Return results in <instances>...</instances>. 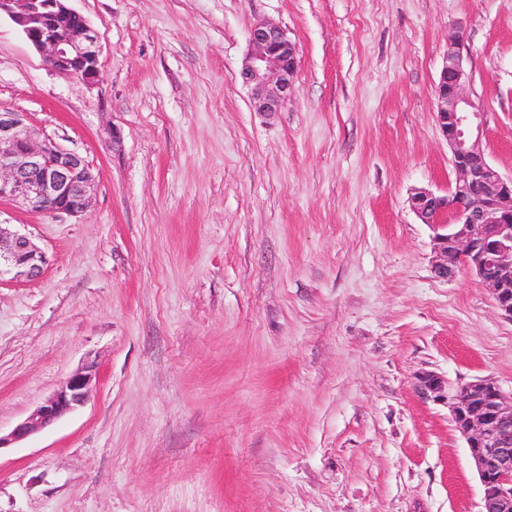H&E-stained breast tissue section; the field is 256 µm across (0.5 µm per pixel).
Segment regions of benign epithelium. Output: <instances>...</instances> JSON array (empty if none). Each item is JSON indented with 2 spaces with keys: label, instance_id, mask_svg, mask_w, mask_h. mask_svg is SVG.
Segmentation results:
<instances>
[{
  "label": "benign epithelium",
  "instance_id": "1",
  "mask_svg": "<svg viewBox=\"0 0 512 512\" xmlns=\"http://www.w3.org/2000/svg\"><path fill=\"white\" fill-rule=\"evenodd\" d=\"M67 2L0 0V15L11 19L53 69L93 85L99 78L98 36ZM248 41L241 80L257 111L276 112L294 93L296 46L284 29L267 20L250 26ZM468 79L452 39L436 84V121L448 144L454 181L445 195L415 190L411 208L436 231L437 276L449 279L462 269L475 273L500 313L512 320V177L502 176L485 157L483 121L465 92ZM93 183L83 156L49 139L37 140L22 113L0 112V200L34 212L77 216L88 207ZM45 264L44 252L27 235L0 226V279L32 281ZM94 380L92 364L65 378L8 435H0V449L84 405ZM417 388L448 404L481 482V512H512V393L490 379L451 387L430 371L417 377Z\"/></svg>",
  "mask_w": 512,
  "mask_h": 512
}]
</instances>
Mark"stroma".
<instances>
[{
    "mask_svg": "<svg viewBox=\"0 0 512 512\" xmlns=\"http://www.w3.org/2000/svg\"><path fill=\"white\" fill-rule=\"evenodd\" d=\"M93 85L0 20V112L79 153L80 216L0 202L47 255L0 281V432L87 364V403L0 450V512H480L447 404L512 393V321L432 269L413 189L454 180L436 122L461 36L482 149L512 175V0H70ZM257 19L295 93L256 111ZM250 53L240 70L242 82L251 90L259 112H277L294 93L298 68L295 44L280 26L257 20L249 28Z\"/></svg>",
    "mask_w": 512,
    "mask_h": 512,
    "instance_id": "1",
    "label": "stroma"
}]
</instances>
